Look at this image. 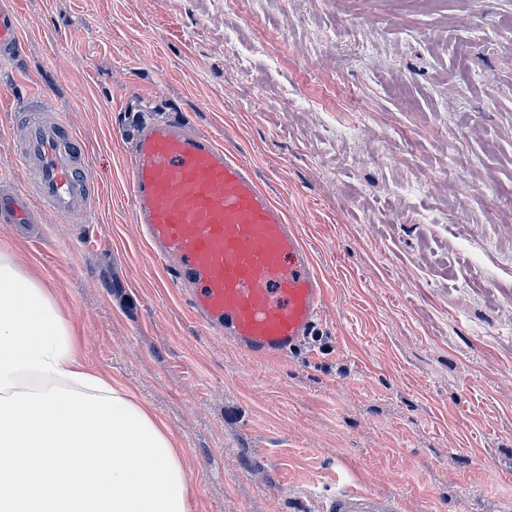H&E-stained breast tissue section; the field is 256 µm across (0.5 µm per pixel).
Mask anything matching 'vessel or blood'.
<instances>
[{"instance_id":"obj_1","label":"vessel or blood","mask_w":512,"mask_h":512,"mask_svg":"<svg viewBox=\"0 0 512 512\" xmlns=\"http://www.w3.org/2000/svg\"><path fill=\"white\" fill-rule=\"evenodd\" d=\"M21 55L14 0H0V65ZM17 160L34 170L27 191L0 195V223L30 221V200L78 223L95 184L63 120L22 100ZM129 191L150 252L169 267L191 314L210 333L255 358H285L311 335L325 290L310 251L253 168L180 116L145 126L133 148ZM328 512H393L389 500L348 491Z\"/></svg>"}]
</instances>
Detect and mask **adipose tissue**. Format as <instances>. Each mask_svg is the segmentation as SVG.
Returning <instances> with one entry per match:
<instances>
[{"mask_svg":"<svg viewBox=\"0 0 512 512\" xmlns=\"http://www.w3.org/2000/svg\"><path fill=\"white\" fill-rule=\"evenodd\" d=\"M0 512H194L183 452L0 249Z\"/></svg>","mask_w":512,"mask_h":512,"instance_id":"obj_1","label":"adipose tissue"}]
</instances>
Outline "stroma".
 I'll return each mask as SVG.
<instances>
[{"label":"stroma","mask_w":512,"mask_h":512,"mask_svg":"<svg viewBox=\"0 0 512 512\" xmlns=\"http://www.w3.org/2000/svg\"><path fill=\"white\" fill-rule=\"evenodd\" d=\"M15 103L69 124L99 185L86 223L32 204L0 245L45 278L93 368L184 450L195 512L512 505V0H17ZM180 114L288 214L326 294L282 360L210 337L142 242L141 127ZM390 500L368 495L365 492L348 491L333 498L329 512H394Z\"/></svg>","instance_id":"35a3bbf8"}]
</instances>
